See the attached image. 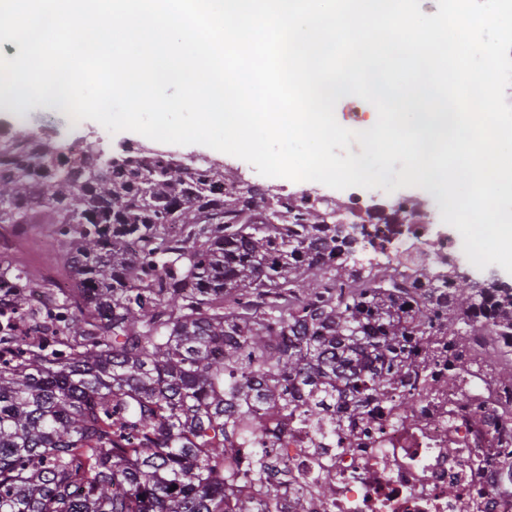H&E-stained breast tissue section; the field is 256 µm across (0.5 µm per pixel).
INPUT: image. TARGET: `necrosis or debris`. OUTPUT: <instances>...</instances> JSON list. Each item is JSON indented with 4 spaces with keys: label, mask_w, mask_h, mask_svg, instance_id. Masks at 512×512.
I'll list each match as a JSON object with an SVG mask.
<instances>
[{
    "label": "necrosis or debris",
    "mask_w": 512,
    "mask_h": 512,
    "mask_svg": "<svg viewBox=\"0 0 512 512\" xmlns=\"http://www.w3.org/2000/svg\"><path fill=\"white\" fill-rule=\"evenodd\" d=\"M408 204L400 197L375 210L354 196L337 219L385 230L386 261L399 266L421 252L428 231L424 224L391 222L392 212ZM498 368L483 346L469 353L453 390L415 387L421 412L415 424L395 403L375 406L372 421L347 419L330 435L269 420L267 441L285 450L296 476L282 486L280 500L306 494L308 512H512V492L497 482L500 467L512 462V398L493 380ZM322 466L336 474V496L326 506L305 485ZM452 484L459 489L454 496Z\"/></svg>",
    "instance_id": "obj_1"
}]
</instances>
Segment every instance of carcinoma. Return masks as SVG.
I'll return each instance as SVG.
<instances>
[{
  "label": "carcinoma",
  "mask_w": 512,
  "mask_h": 512,
  "mask_svg": "<svg viewBox=\"0 0 512 512\" xmlns=\"http://www.w3.org/2000/svg\"><path fill=\"white\" fill-rule=\"evenodd\" d=\"M27 224L52 227L78 287L48 315L11 304L52 335L0 328V512H268L293 474L252 403L328 433L373 402L415 419L406 380L440 345L458 356L429 385L454 387L481 336L512 389V288L365 265L373 242L302 195L1 131L0 228ZM2 273L43 287L6 258ZM335 485L322 468L317 498Z\"/></svg>",
  "instance_id": "1"
}]
</instances>
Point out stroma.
<instances>
[{
    "instance_id": "obj_1",
    "label": "stroma",
    "mask_w": 512,
    "mask_h": 512,
    "mask_svg": "<svg viewBox=\"0 0 512 512\" xmlns=\"http://www.w3.org/2000/svg\"><path fill=\"white\" fill-rule=\"evenodd\" d=\"M28 121L24 126L27 133L39 135L45 132L58 133L63 138L79 139L82 141H100L106 151L118 152L122 146L138 143L148 148H156V141L150 140L138 133L122 131L116 134L109 133L102 125L92 120L73 121L65 110L55 103H41L28 109ZM177 153L192 156L201 160L204 158L217 159L223 162L226 175L240 178L243 182L262 187L267 195L282 196L311 192L325 197L330 206L336 210H344L349 202L350 190H337L315 181H292L286 178L265 177L257 173L255 167L237 157L216 151L204 145H180ZM375 204L386 206L393 197L403 196L413 202L415 213L414 221H421L430 226V241L440 240L441 237L457 238V230L445 224L441 219L443 209L435 192L418 188L404 187L390 194L385 189L370 190ZM48 235L47 230L31 229L29 234L21 235L13 229H5L0 234V253L10 256L36 275L49 279H65L70 275L69 270L63 268L57 261L58 248L50 246L43 248L42 242Z\"/></svg>"
}]
</instances>
